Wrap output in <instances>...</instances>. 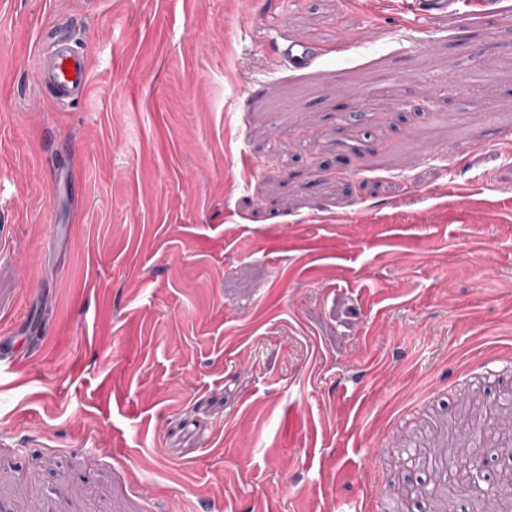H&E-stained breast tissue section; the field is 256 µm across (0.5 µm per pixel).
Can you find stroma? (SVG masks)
Masks as SVG:
<instances>
[{
  "mask_svg": "<svg viewBox=\"0 0 512 512\" xmlns=\"http://www.w3.org/2000/svg\"><path fill=\"white\" fill-rule=\"evenodd\" d=\"M0 182V512H436L512 391V0H0ZM409 6L410 12L416 18L435 16L441 12L448 14L455 12L460 5L469 3L477 4L483 13H489L493 10V5L497 4L495 0H403ZM472 1V2H470ZM54 41L43 56L36 77L59 102H80L86 97L89 86L86 57L73 46L69 35L59 33ZM68 63H72V77L65 71Z\"/></svg>",
  "mask_w": 512,
  "mask_h": 512,
  "instance_id": "obj_1",
  "label": "stroma"
}]
</instances>
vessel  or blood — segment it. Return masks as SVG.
I'll return each mask as SVG.
<instances>
[{
    "instance_id": "obj_1",
    "label": "vessel or blood",
    "mask_w": 512,
    "mask_h": 512,
    "mask_svg": "<svg viewBox=\"0 0 512 512\" xmlns=\"http://www.w3.org/2000/svg\"><path fill=\"white\" fill-rule=\"evenodd\" d=\"M410 12L417 18L431 17L441 12H455L459 6L477 4L488 10L495 0H405ZM40 84L62 103L79 102L88 92L89 75L86 57L77 50L66 34L54 38L51 49L43 56L36 72Z\"/></svg>"
}]
</instances>
